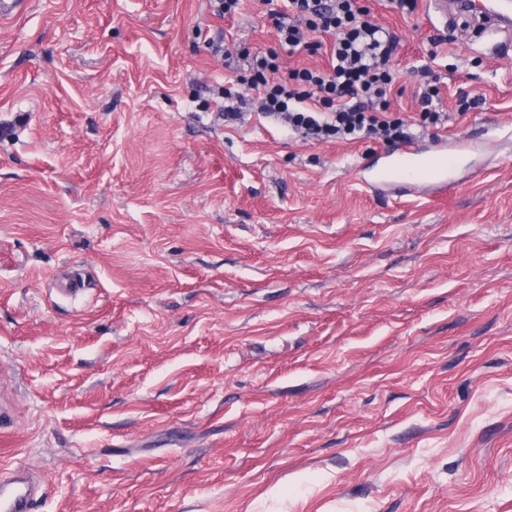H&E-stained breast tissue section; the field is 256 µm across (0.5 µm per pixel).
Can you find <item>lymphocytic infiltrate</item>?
<instances>
[{"label": "lymphocytic infiltrate", "instance_id": "lymphocytic-infiltrate-1", "mask_svg": "<svg viewBox=\"0 0 512 512\" xmlns=\"http://www.w3.org/2000/svg\"><path fill=\"white\" fill-rule=\"evenodd\" d=\"M274 27L289 51L308 48L311 37L328 40L327 68H293L281 72L273 53L237 57L223 35L207 43L225 65L243 62L236 80L261 87V108L283 118L314 140L378 135L386 144L410 142L407 123L391 118L389 96L401 77L395 64L399 39L376 22L358 0H288Z\"/></svg>", "mask_w": 512, "mask_h": 512}]
</instances>
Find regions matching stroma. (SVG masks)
Returning <instances> with one entry per match:
<instances>
[{
  "label": "stroma",
  "instance_id": "1",
  "mask_svg": "<svg viewBox=\"0 0 512 512\" xmlns=\"http://www.w3.org/2000/svg\"><path fill=\"white\" fill-rule=\"evenodd\" d=\"M359 4L401 38L414 147L466 144L447 195L378 183L377 139L224 119L207 42L277 48L283 0H36L0 26V124L29 116L0 140V465L35 512H512V47ZM418 76L422 83L418 87L417 102L420 112L424 113V121H429L430 124L436 126L444 125L445 122H448V114L439 107L438 78L431 64L426 63L420 66Z\"/></svg>",
  "mask_w": 512,
  "mask_h": 512
}]
</instances>
